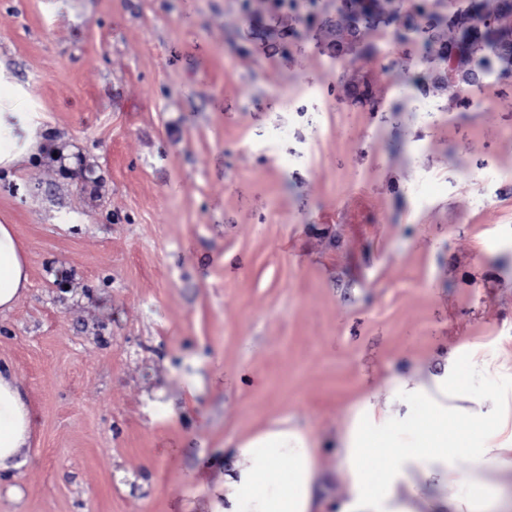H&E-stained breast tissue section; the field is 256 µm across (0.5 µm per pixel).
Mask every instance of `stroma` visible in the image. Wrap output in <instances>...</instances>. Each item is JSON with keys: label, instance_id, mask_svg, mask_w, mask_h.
<instances>
[{"label": "stroma", "instance_id": "1", "mask_svg": "<svg viewBox=\"0 0 512 512\" xmlns=\"http://www.w3.org/2000/svg\"><path fill=\"white\" fill-rule=\"evenodd\" d=\"M299 3L0 0V59L98 180L0 170L30 271L0 365L36 414L0 512H208L282 417L333 470L364 394L474 345L472 390L512 404V78L482 108L439 82L469 0L392 50L405 0L362 38Z\"/></svg>", "mask_w": 512, "mask_h": 512}]
</instances>
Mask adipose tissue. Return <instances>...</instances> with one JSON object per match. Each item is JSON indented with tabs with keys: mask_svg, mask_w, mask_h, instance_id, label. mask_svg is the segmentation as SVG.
Instances as JSON below:
<instances>
[{
	"mask_svg": "<svg viewBox=\"0 0 512 512\" xmlns=\"http://www.w3.org/2000/svg\"><path fill=\"white\" fill-rule=\"evenodd\" d=\"M59 143L27 85L0 63V169L51 160ZM30 286L12 225L0 224V312ZM33 412L13 374L0 366V473L30 450ZM476 462L460 471L462 449ZM211 512H321L328 477L347 496L336 512H512V412L476 396L457 358L415 382L397 381L391 401L359 400L336 435V470L327 474L313 437L288 419L238 440Z\"/></svg>",
	"mask_w": 512,
	"mask_h": 512,
	"instance_id": "adipose-tissue-1",
	"label": "adipose tissue"
}]
</instances>
